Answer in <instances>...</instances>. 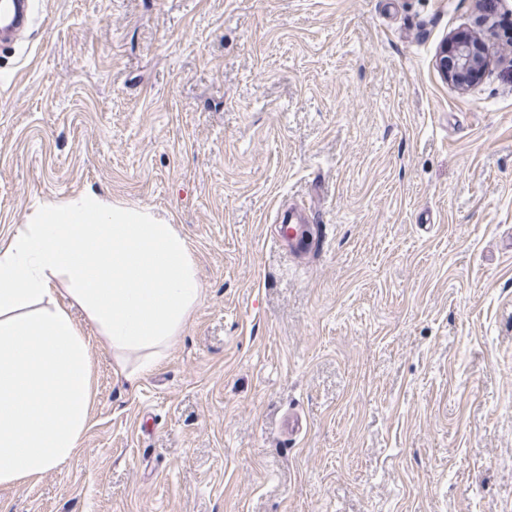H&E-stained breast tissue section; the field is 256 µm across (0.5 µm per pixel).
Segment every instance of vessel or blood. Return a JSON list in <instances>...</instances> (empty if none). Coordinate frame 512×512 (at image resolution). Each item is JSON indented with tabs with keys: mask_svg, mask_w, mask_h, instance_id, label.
Listing matches in <instances>:
<instances>
[{
	"mask_svg": "<svg viewBox=\"0 0 512 512\" xmlns=\"http://www.w3.org/2000/svg\"><path fill=\"white\" fill-rule=\"evenodd\" d=\"M40 7L41 0H0V32L37 22ZM276 219L280 224L277 243L294 259L303 261L323 250L326 238L312 207L292 204L287 211L277 213Z\"/></svg>",
	"mask_w": 512,
	"mask_h": 512,
	"instance_id": "vessel-or-blood-1",
	"label": "vessel or blood"
}]
</instances>
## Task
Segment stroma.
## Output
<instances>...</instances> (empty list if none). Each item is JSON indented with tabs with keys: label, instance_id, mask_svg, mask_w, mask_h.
I'll list each match as a JSON object with an SVG mask.
<instances>
[{
	"label": "stroma",
	"instance_id": "35a3bbf8",
	"mask_svg": "<svg viewBox=\"0 0 512 512\" xmlns=\"http://www.w3.org/2000/svg\"><path fill=\"white\" fill-rule=\"evenodd\" d=\"M42 9L0 44V241L94 193L174 224L203 299L135 389L91 335L80 451L0 512H512V0ZM469 39L456 37L443 47L436 65L444 78L457 84L470 82L484 66V55ZM276 221L280 227L275 243L285 246L294 259L307 260L324 249L326 238L322 229L325 224L315 222L311 205H288L287 211H277Z\"/></svg>",
	"mask_w": 512,
	"mask_h": 512
}]
</instances>
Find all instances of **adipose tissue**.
Masks as SVG:
<instances>
[{"label":"adipose tissue","instance_id":"obj_1","mask_svg":"<svg viewBox=\"0 0 512 512\" xmlns=\"http://www.w3.org/2000/svg\"><path fill=\"white\" fill-rule=\"evenodd\" d=\"M202 292L187 240L147 211L89 195L17 229L0 247V484L79 451L92 402L86 327L132 388L166 359Z\"/></svg>","mask_w":512,"mask_h":512}]
</instances>
